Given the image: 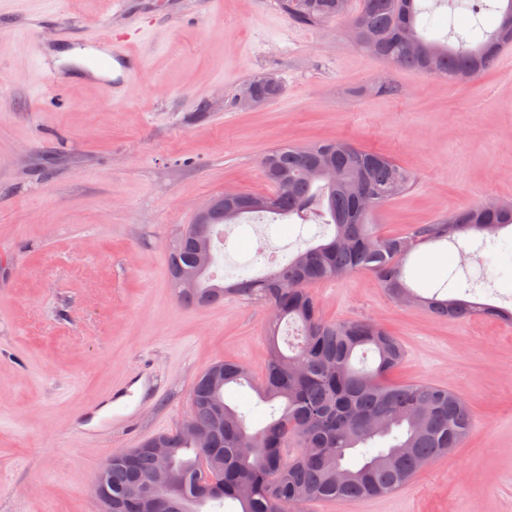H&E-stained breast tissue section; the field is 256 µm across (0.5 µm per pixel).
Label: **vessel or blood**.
<instances>
[{
	"label": "vessel or blood",
	"instance_id": "obj_1",
	"mask_svg": "<svg viewBox=\"0 0 512 512\" xmlns=\"http://www.w3.org/2000/svg\"><path fill=\"white\" fill-rule=\"evenodd\" d=\"M75 47L85 53L82 61L76 63V70L96 82L108 100L125 101L129 84L138 80L144 71L141 56L132 51L124 38L113 35L108 27L90 35H80L75 40ZM35 56L40 78L49 85L62 87V70L49 62L46 44L36 46Z\"/></svg>",
	"mask_w": 512,
	"mask_h": 512
}]
</instances>
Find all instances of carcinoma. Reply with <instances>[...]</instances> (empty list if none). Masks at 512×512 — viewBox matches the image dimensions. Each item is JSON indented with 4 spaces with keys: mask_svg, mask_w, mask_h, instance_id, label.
Segmentation results:
<instances>
[{
    "mask_svg": "<svg viewBox=\"0 0 512 512\" xmlns=\"http://www.w3.org/2000/svg\"><path fill=\"white\" fill-rule=\"evenodd\" d=\"M419 0H279L293 22L317 27L346 18L353 44L397 68L462 81L493 68L512 45V0L501 22L477 24L467 33L450 31L434 40L419 30ZM258 103L282 92L279 82L249 83ZM272 185L269 195L240 193V200L216 210L204 227L187 228L168 250L171 283L196 270L200 247L223 233L222 226L248 215L296 216L321 228L322 241L283 256L265 276H240L224 286L208 271L193 291L176 289L189 307L212 306L232 293L262 300L272 309L269 358L259 385L269 405L268 422L248 432L247 413L226 402L232 385L250 382L248 369L220 361L201 373L191 388L190 421L208 434L199 448L186 430L159 434L135 449L131 460L116 459L106 471L112 512L139 504L147 475L172 477L179 486L167 512H298L313 500L351 502L390 495L430 462L458 447L473 419L467 404L448 389L425 383L395 384L388 376L404 359L400 342L372 321L322 319L307 286L361 271L376 276L399 302L413 301L441 319L467 320L490 314L489 307L463 298L425 297L407 283L409 256L428 243L457 242L471 233L498 235L512 225V202L481 201L443 213L398 235H382L369 222L372 212L406 193L415 176L387 154L344 140L306 146L282 145L261 159ZM300 326L296 343L283 351L281 323ZM371 352L374 365L358 366ZM161 440L171 449L160 460L152 451Z\"/></svg>",
    "mask_w": 512,
    "mask_h": 512,
    "instance_id": "cac0c4a2",
    "label": "carcinoma"
}]
</instances>
